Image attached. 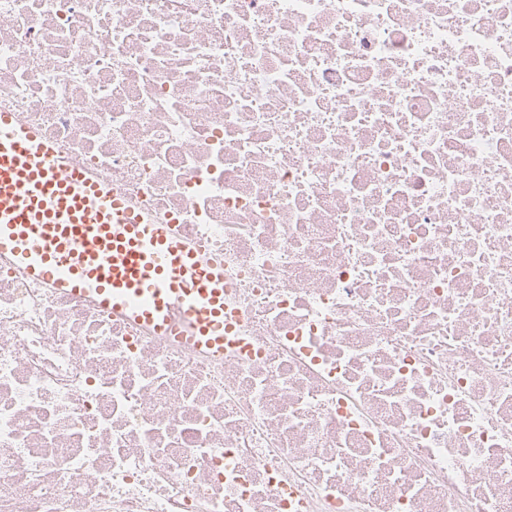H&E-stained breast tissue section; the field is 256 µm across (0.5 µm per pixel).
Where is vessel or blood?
Masks as SVG:
<instances>
[{
    "label": "vessel or blood",
    "mask_w": 512,
    "mask_h": 512,
    "mask_svg": "<svg viewBox=\"0 0 512 512\" xmlns=\"http://www.w3.org/2000/svg\"><path fill=\"white\" fill-rule=\"evenodd\" d=\"M0 255L77 299L224 350V269L0 112Z\"/></svg>",
    "instance_id": "1"
}]
</instances>
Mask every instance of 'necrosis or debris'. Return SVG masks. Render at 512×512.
<instances>
[{
	"instance_id": "obj_1",
	"label": "necrosis or debris",
	"mask_w": 512,
	"mask_h": 512,
	"mask_svg": "<svg viewBox=\"0 0 512 512\" xmlns=\"http://www.w3.org/2000/svg\"><path fill=\"white\" fill-rule=\"evenodd\" d=\"M0 112L236 316L0 258V512H512V0H0Z\"/></svg>"
}]
</instances>
